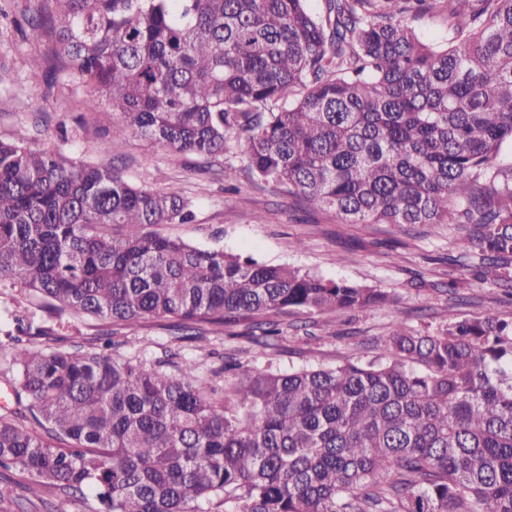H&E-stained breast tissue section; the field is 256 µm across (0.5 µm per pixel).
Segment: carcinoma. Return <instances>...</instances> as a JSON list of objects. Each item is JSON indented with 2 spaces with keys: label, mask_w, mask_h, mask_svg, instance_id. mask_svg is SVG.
Listing matches in <instances>:
<instances>
[{
  "label": "carcinoma",
  "mask_w": 512,
  "mask_h": 512,
  "mask_svg": "<svg viewBox=\"0 0 512 512\" xmlns=\"http://www.w3.org/2000/svg\"><path fill=\"white\" fill-rule=\"evenodd\" d=\"M445 13L448 42L403 15ZM31 68L108 105L123 129L216 157L232 134L259 179L340 224H455L467 269L512 264V0H42ZM191 200L126 181L103 158L0 140V279L47 313L114 325L178 318L202 340L277 312L391 306L383 290L150 230ZM0 343L17 408L0 469L23 492H90L97 512H512V323L489 308L436 330L395 321L382 352L333 368L225 363L221 396L185 359L169 371L99 352L34 319ZM38 338L27 346L23 338Z\"/></svg>",
  "instance_id": "cac0c4a2"
}]
</instances>
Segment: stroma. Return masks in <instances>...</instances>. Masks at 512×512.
Returning a JSON list of instances; mask_svg holds the SVG:
<instances>
[{"mask_svg":"<svg viewBox=\"0 0 512 512\" xmlns=\"http://www.w3.org/2000/svg\"><path fill=\"white\" fill-rule=\"evenodd\" d=\"M37 5L38 0H0V94L11 100L9 110L0 112V140L60 151L78 165L106 157L132 184L191 199L193 221L161 225L162 234L397 298L391 307L361 313L288 312L280 317L283 336L277 347L265 350L247 340L244 320L196 342L180 340L172 319H149L120 330L119 355L148 364L191 358L205 376L220 369L228 355L260 372L287 371L371 358L397 320L434 329L449 317H472L491 306L500 319L512 322V296L449 263L461 247L456 225L340 224L331 212L310 209L252 177L243 163L241 137L231 136L223 154L206 161L119 133L118 117L108 106L76 110L73 100L81 88L29 67L45 43L35 33H19L16 24ZM40 314L20 280L0 282V341L13 330L15 316Z\"/></svg>","mask_w":512,"mask_h":512,"instance_id":"stroma-1","label":"stroma"}]
</instances>
